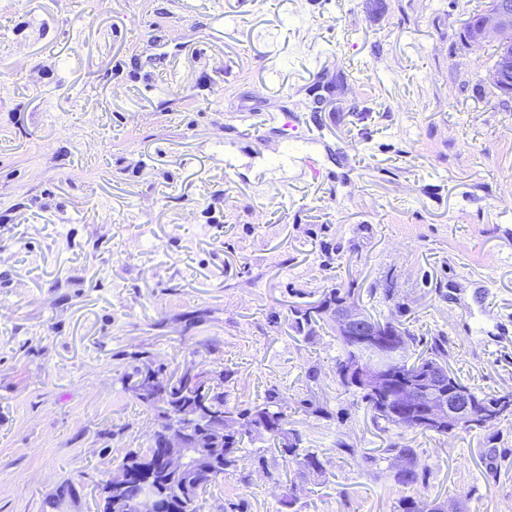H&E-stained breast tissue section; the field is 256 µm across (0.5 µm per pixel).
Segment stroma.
I'll return each instance as SVG.
<instances>
[{"instance_id":"stroma-1","label":"stroma","mask_w":512,"mask_h":512,"mask_svg":"<svg viewBox=\"0 0 512 512\" xmlns=\"http://www.w3.org/2000/svg\"><path fill=\"white\" fill-rule=\"evenodd\" d=\"M486 2L0 0V512H101L156 426L122 386L140 362L229 371L242 408L277 390L321 456L306 473L253 435L203 512H288V491L394 512L393 444L429 499L512 512V420L385 426L338 382L333 325L292 321L348 290L412 353L445 336L465 383L512 389V96L466 35ZM391 445L388 451H396L397 456L404 458L405 464L401 468L395 467L393 479L395 483L403 488H414L417 485H425L423 471L420 469V462L416 448H410L407 445Z\"/></svg>"}]
</instances>
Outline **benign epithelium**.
<instances>
[{"instance_id": "obj_1", "label": "benign epithelium", "mask_w": 512, "mask_h": 512, "mask_svg": "<svg viewBox=\"0 0 512 512\" xmlns=\"http://www.w3.org/2000/svg\"><path fill=\"white\" fill-rule=\"evenodd\" d=\"M512 12L494 2L479 23L472 42L487 38L497 42V55L488 79L512 74ZM337 337L346 344L341 380L379 400L377 413L402 426L453 433L481 420L483 427L506 420L504 405H486L457 383L444 362L430 363L412 374L403 370L408 343L401 326L391 320H377L354 299L329 312ZM210 449L171 435L167 454L169 469L181 471L196 460L207 458ZM131 512H157L158 504L149 488L130 503Z\"/></svg>"}]
</instances>
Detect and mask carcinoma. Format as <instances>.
I'll use <instances>...</instances> for the list:
<instances>
[{
	"mask_svg": "<svg viewBox=\"0 0 512 512\" xmlns=\"http://www.w3.org/2000/svg\"><path fill=\"white\" fill-rule=\"evenodd\" d=\"M345 298H349V295L343 296L338 289L333 288L317 305L294 309L296 329L300 332L307 331L309 336L313 335L315 326L327 321V317L323 313L314 314L312 310L317 307H333ZM449 357L447 341L437 336L416 360L446 362ZM141 373L142 368L136 367L127 374L125 388L143 405L157 411L158 428L149 448L131 452L124 459L122 469L132 475L131 481L112 487L101 485L102 512H120L122 501L140 489L139 482L143 478L151 482L156 494L166 504L165 512H199L200 501L211 486L224 475L239 468L243 461L241 450L244 438L254 432L268 434L275 448L281 453L301 456L299 464L305 469L315 473L323 472V462L317 452L307 450L302 455L298 454L302 439L300 435H292L286 429L288 416L276 390L268 391L263 402L251 408L240 409L230 405L224 394V381L228 380L226 373H220L214 378L201 369L192 383L182 378L158 379L150 390L138 393L131 386V381ZM205 407L213 414L224 417V438L214 444V447L224 449L222 458L209 477L186 475L174 478L167 471L163 460L166 431L180 425L193 435L205 432L213 421L212 417L201 413V409ZM390 450L397 452V456L405 460L403 467L394 470L395 483L405 489L424 484L416 449L407 445L398 448L392 445Z\"/></svg>",
	"mask_w": 512,
	"mask_h": 512,
	"instance_id": "1",
	"label": "carcinoma"
}]
</instances>
